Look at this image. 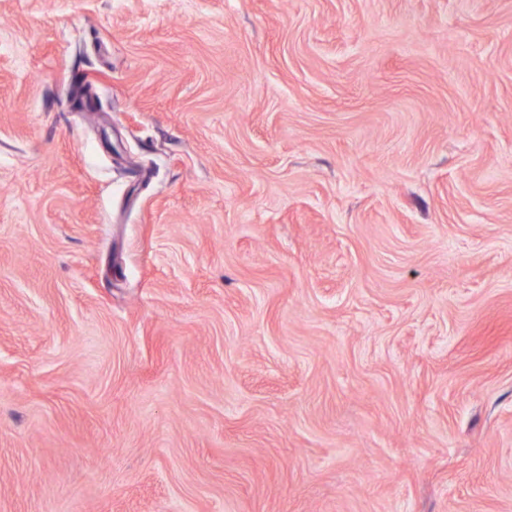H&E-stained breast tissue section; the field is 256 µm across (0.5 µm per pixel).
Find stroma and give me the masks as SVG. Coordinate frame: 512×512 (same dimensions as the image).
<instances>
[{
    "mask_svg": "<svg viewBox=\"0 0 512 512\" xmlns=\"http://www.w3.org/2000/svg\"><path fill=\"white\" fill-rule=\"evenodd\" d=\"M0 512H512V0H0Z\"/></svg>",
    "mask_w": 512,
    "mask_h": 512,
    "instance_id": "obj_1",
    "label": "stroma"
}]
</instances>
